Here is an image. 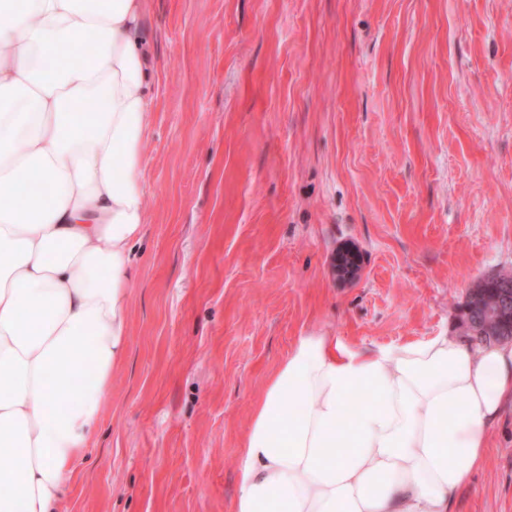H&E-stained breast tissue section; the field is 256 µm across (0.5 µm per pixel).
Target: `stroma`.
I'll return each mask as SVG.
<instances>
[{"label": "stroma", "instance_id": "stroma-1", "mask_svg": "<svg viewBox=\"0 0 512 512\" xmlns=\"http://www.w3.org/2000/svg\"><path fill=\"white\" fill-rule=\"evenodd\" d=\"M130 351L60 512H226L297 336H463L512 271V0H146ZM362 270L336 278L338 251ZM454 512H512V404Z\"/></svg>", "mask_w": 512, "mask_h": 512}]
</instances>
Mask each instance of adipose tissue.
Masks as SVG:
<instances>
[{
  "instance_id": "1",
  "label": "adipose tissue",
  "mask_w": 512,
  "mask_h": 512,
  "mask_svg": "<svg viewBox=\"0 0 512 512\" xmlns=\"http://www.w3.org/2000/svg\"><path fill=\"white\" fill-rule=\"evenodd\" d=\"M0 15V512H55L128 353L152 64L144 0ZM510 402L512 343L299 336L253 406L229 512H453Z\"/></svg>"
}]
</instances>
